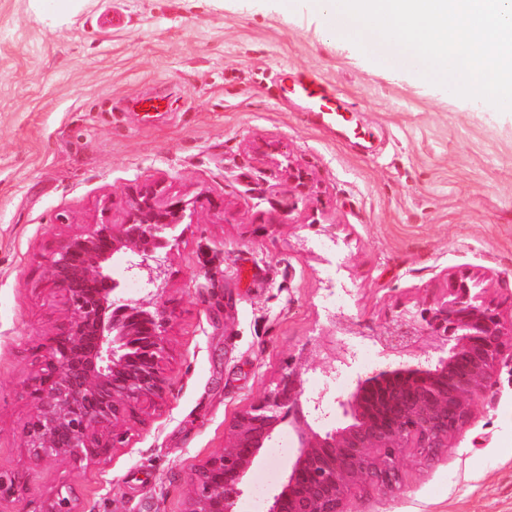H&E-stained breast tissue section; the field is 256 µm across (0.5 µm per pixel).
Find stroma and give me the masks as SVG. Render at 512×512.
I'll return each instance as SVG.
<instances>
[{"label": "stroma", "mask_w": 512, "mask_h": 512, "mask_svg": "<svg viewBox=\"0 0 512 512\" xmlns=\"http://www.w3.org/2000/svg\"><path fill=\"white\" fill-rule=\"evenodd\" d=\"M284 67L318 73L371 141L280 99ZM265 140L282 148L261 163ZM153 184L191 208L157 297L173 314L166 392L106 459L33 464L24 385L65 312L45 256L123 222ZM460 271L488 299L512 295V112L389 72L325 35L306 0H82L57 15L0 0V472L27 476L0 512L63 484L83 512H185L192 474L289 366L333 399L385 366L362 343L355 372L313 367L304 346L329 314L383 327ZM401 481L350 512H512V359L447 448L407 450Z\"/></svg>", "instance_id": "35a3bbf8"}]
</instances>
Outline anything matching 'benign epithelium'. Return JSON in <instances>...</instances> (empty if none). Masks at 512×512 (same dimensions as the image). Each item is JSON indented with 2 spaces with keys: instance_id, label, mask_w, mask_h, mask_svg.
Listing matches in <instances>:
<instances>
[{
  "instance_id": "obj_1",
  "label": "benign epithelium",
  "mask_w": 512,
  "mask_h": 512,
  "mask_svg": "<svg viewBox=\"0 0 512 512\" xmlns=\"http://www.w3.org/2000/svg\"><path fill=\"white\" fill-rule=\"evenodd\" d=\"M287 177L298 192L308 188L305 169L290 165ZM186 217L185 202L159 186L146 187L132 195L122 223L89 224L46 256L48 281L63 297L65 314L25 388L34 406L23 429L31 461L101 458L125 441L124 425L137 408L163 398L172 313L125 298L111 265L123 262L148 295L160 292L178 243L171 232ZM479 281L468 271L449 274L426 307L403 309L382 329L331 316L337 333L318 347L325 373L354 367L352 336L387 356L409 354L419 362L357 376L352 392L336 400L345 421L324 432L307 417L323 418L325 394L306 392L302 368L289 369L240 412L224 450L196 471L187 512H232L245 475L284 425L295 429L298 452L267 512H347L348 502L366 489L395 490L404 450L423 457L448 447L468 424L504 352L512 351L506 343L512 319L477 288ZM463 360L468 369L460 377ZM23 490L22 475L0 473V501ZM32 512L80 510L72 488L62 485Z\"/></svg>"
}]
</instances>
